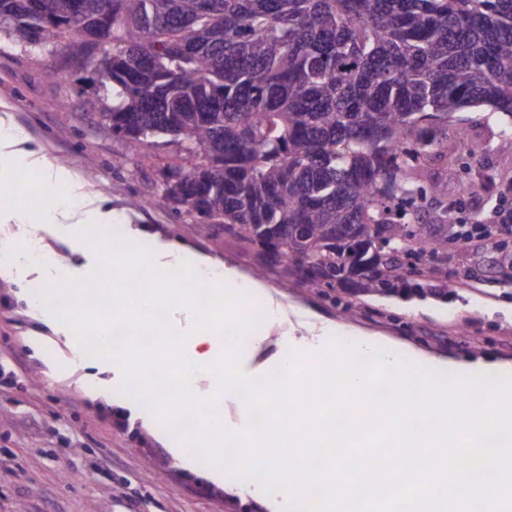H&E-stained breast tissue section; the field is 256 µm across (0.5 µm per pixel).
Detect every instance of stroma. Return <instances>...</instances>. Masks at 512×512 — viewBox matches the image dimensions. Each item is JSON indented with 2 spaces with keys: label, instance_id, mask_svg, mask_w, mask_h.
Returning <instances> with one entry per match:
<instances>
[{
  "label": "stroma",
  "instance_id": "35a3bbf8",
  "mask_svg": "<svg viewBox=\"0 0 512 512\" xmlns=\"http://www.w3.org/2000/svg\"><path fill=\"white\" fill-rule=\"evenodd\" d=\"M107 106L96 75L77 68L68 47L34 48L0 25V116L26 132L28 149L72 169L86 194L106 200L113 223L147 227L141 245L156 233L182 239L236 267L242 286H266L276 306L259 327L261 348L241 347L245 372H271L294 343L320 348L349 331L405 349L410 363L423 353L492 376L512 369L511 230L475 238L468 261L449 257L441 278H410L389 293L288 284L251 243L169 203L162 188L172 164L187 169L193 157L168 138L143 145L113 136ZM452 125L468 141L449 137L453 161L429 174L447 184L454 224L511 211L512 154L498 150L497 131L512 115L489 123L481 111L460 112ZM12 235L35 236L75 277L93 261L47 225L31 233L0 223V238ZM59 283L46 269L22 285L0 278V512H268L259 496L227 492L232 474L218 482L190 453L175 457L179 440L161 423L145 425L148 407L131 418L110 364L50 330V312L33 317L40 290Z\"/></svg>",
  "mask_w": 512,
  "mask_h": 512
}]
</instances>
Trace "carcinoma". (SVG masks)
Instances as JSON below:
<instances>
[{"instance_id": "cac0c4a2", "label": "carcinoma", "mask_w": 512, "mask_h": 512, "mask_svg": "<svg viewBox=\"0 0 512 512\" xmlns=\"http://www.w3.org/2000/svg\"><path fill=\"white\" fill-rule=\"evenodd\" d=\"M0 0L21 43H67L111 98L113 134L181 141L165 198L191 213L208 184L224 231L306 288L368 292L402 279L406 256L437 258L448 235L390 202L447 186L448 120L512 114V0ZM112 16V52L74 40ZM306 226L315 248L296 240Z\"/></svg>"}]
</instances>
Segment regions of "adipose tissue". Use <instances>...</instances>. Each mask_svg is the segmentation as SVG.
Wrapping results in <instances>:
<instances>
[{
    "instance_id": "1",
    "label": "adipose tissue",
    "mask_w": 512,
    "mask_h": 512,
    "mask_svg": "<svg viewBox=\"0 0 512 512\" xmlns=\"http://www.w3.org/2000/svg\"><path fill=\"white\" fill-rule=\"evenodd\" d=\"M26 140L22 129L0 117V187L10 186L17 168L41 165L47 175L41 189L45 223L61 225L76 249L96 252L104 227L112 221L111 210L103 208L101 200L85 197L71 170L25 149Z\"/></svg>"
}]
</instances>
